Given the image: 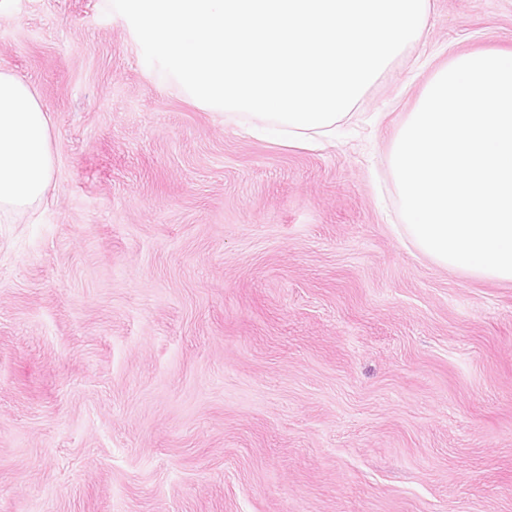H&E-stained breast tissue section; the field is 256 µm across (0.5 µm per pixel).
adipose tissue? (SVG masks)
<instances>
[{
  "label": "adipose tissue",
  "mask_w": 512,
  "mask_h": 512,
  "mask_svg": "<svg viewBox=\"0 0 512 512\" xmlns=\"http://www.w3.org/2000/svg\"><path fill=\"white\" fill-rule=\"evenodd\" d=\"M53 175L50 118L38 93L0 70V223L38 208Z\"/></svg>",
  "instance_id": "1"
}]
</instances>
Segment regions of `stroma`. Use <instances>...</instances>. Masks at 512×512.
I'll use <instances>...</instances> for the list:
<instances>
[{"instance_id": "35a3bbf8", "label": "stroma", "mask_w": 512, "mask_h": 512, "mask_svg": "<svg viewBox=\"0 0 512 512\" xmlns=\"http://www.w3.org/2000/svg\"><path fill=\"white\" fill-rule=\"evenodd\" d=\"M108 5L0 10L56 161L0 223V512H512V282L421 256L388 164L512 0H430L311 150L185 100Z\"/></svg>"}]
</instances>
